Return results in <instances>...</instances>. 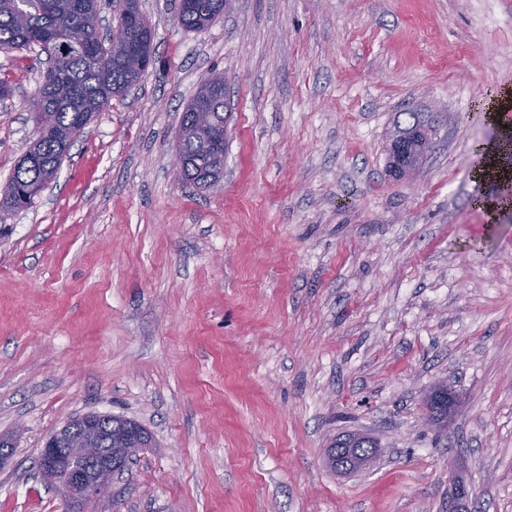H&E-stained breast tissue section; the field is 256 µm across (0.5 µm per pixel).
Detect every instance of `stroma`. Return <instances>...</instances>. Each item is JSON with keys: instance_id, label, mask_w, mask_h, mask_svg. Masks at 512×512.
I'll return each mask as SVG.
<instances>
[{"instance_id": "stroma-1", "label": "stroma", "mask_w": 512, "mask_h": 512, "mask_svg": "<svg viewBox=\"0 0 512 512\" xmlns=\"http://www.w3.org/2000/svg\"><path fill=\"white\" fill-rule=\"evenodd\" d=\"M139 0L155 60L0 223V512H63L35 466L67 419L154 438L117 512H512V208L472 202L488 94L512 89V0H235L183 30ZM0 184L36 137L42 65L0 53ZM224 75V176L183 185L181 114ZM433 126L399 179L398 113ZM448 425L421 418L438 381ZM375 439L340 476L331 439Z\"/></svg>"}]
</instances>
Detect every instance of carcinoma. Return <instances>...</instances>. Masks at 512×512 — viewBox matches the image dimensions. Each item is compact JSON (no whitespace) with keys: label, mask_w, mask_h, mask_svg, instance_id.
<instances>
[{"label":"carcinoma","mask_w":512,"mask_h":512,"mask_svg":"<svg viewBox=\"0 0 512 512\" xmlns=\"http://www.w3.org/2000/svg\"><path fill=\"white\" fill-rule=\"evenodd\" d=\"M224 15V0H179L177 22L185 30H203ZM98 0H0V51L46 54L47 66L37 92L28 103L34 126L41 115L53 117L49 128L36 132L32 145L0 188V222L31 207L54 179L74 139L113 98L139 84L152 60V30L138 0H121L118 22L106 38L98 36ZM215 94L204 103L210 112L228 111L224 76L206 78L182 112L180 128H189L204 90ZM395 130L418 147L428 130L417 120ZM182 181L199 189V174L207 163L193 143Z\"/></svg>","instance_id":"obj_1"}]
</instances>
